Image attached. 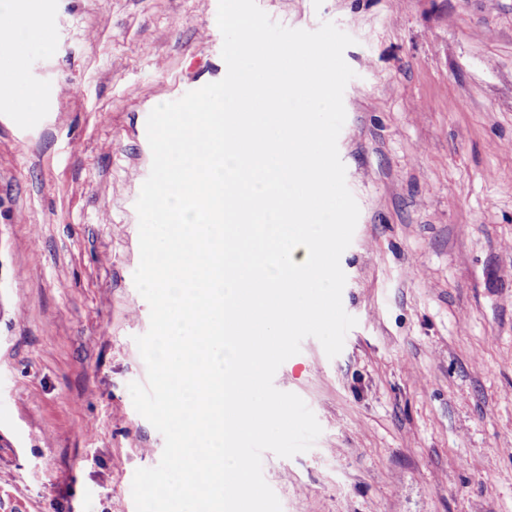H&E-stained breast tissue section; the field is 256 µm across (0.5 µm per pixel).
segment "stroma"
<instances>
[{"label": "stroma", "instance_id": "35a3bbf8", "mask_svg": "<svg viewBox=\"0 0 512 512\" xmlns=\"http://www.w3.org/2000/svg\"><path fill=\"white\" fill-rule=\"evenodd\" d=\"M334 23L360 215L357 324L274 377L322 433L262 456L282 512H512V0H257ZM218 0H29L0 96V512H135L163 436L134 408L135 203L157 105L224 78ZM34 109H22L28 91Z\"/></svg>", "mask_w": 512, "mask_h": 512}]
</instances>
